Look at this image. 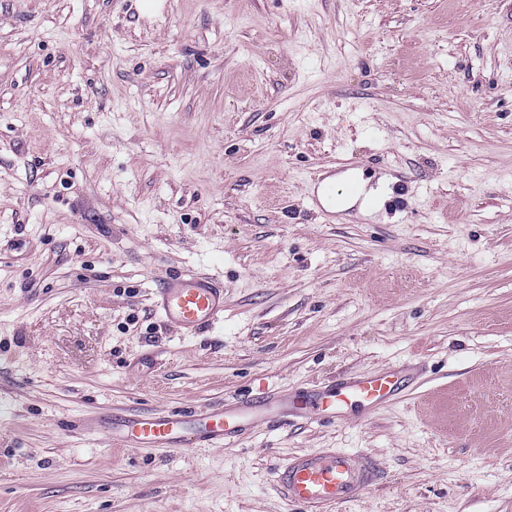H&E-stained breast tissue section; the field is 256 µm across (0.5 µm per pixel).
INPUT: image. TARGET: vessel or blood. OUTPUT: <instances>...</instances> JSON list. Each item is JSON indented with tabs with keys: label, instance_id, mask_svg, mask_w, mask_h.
<instances>
[{
	"label": "vessel or blood",
	"instance_id": "obj_1",
	"mask_svg": "<svg viewBox=\"0 0 512 512\" xmlns=\"http://www.w3.org/2000/svg\"><path fill=\"white\" fill-rule=\"evenodd\" d=\"M320 187L327 216H336V202L345 196L357 197L366 219L375 218L380 210V194L361 189L354 180L341 185L324 181ZM155 308L170 325L194 333L221 318L224 290L209 277L177 275L159 288ZM394 391L390 375L353 377L301 395L270 394L205 411L120 415L113 417L107 436L116 447L188 450L243 438L261 423L276 426L293 418H336L345 408L374 405ZM379 474L371 455L319 448L289 457L277 468L274 481L281 499L299 512H335L337 506L363 498Z\"/></svg>",
	"mask_w": 512,
	"mask_h": 512
}]
</instances>
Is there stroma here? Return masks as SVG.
I'll return each mask as SVG.
<instances>
[{
	"label": "stroma",
	"mask_w": 512,
	"mask_h": 512,
	"mask_svg": "<svg viewBox=\"0 0 512 512\" xmlns=\"http://www.w3.org/2000/svg\"><path fill=\"white\" fill-rule=\"evenodd\" d=\"M401 183L329 221L312 175ZM224 285L192 336L153 295ZM418 376L341 420L188 452L88 418ZM512 512V0H0V512ZM380 470L368 454L343 448H318L289 457L275 471L281 499L300 512H334L336 506L363 498Z\"/></svg>",
	"instance_id": "stroma-1"
}]
</instances>
